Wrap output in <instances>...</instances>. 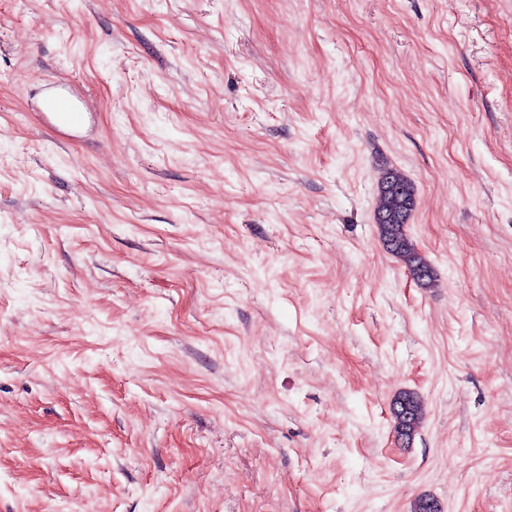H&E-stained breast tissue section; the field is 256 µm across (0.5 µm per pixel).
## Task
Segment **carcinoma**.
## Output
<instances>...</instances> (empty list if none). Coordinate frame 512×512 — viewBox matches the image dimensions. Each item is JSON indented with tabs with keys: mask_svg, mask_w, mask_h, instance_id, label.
<instances>
[{
	"mask_svg": "<svg viewBox=\"0 0 512 512\" xmlns=\"http://www.w3.org/2000/svg\"><path fill=\"white\" fill-rule=\"evenodd\" d=\"M415 207L416 190L413 183L396 170H384L378 184L374 215L380 241L387 253L404 264L420 287L430 288L435 282V270L418 252L406 231ZM423 414V402L416 393L404 390L395 396L392 405L393 431L402 444L408 445L413 441Z\"/></svg>",
	"mask_w": 512,
	"mask_h": 512,
	"instance_id": "obj_1",
	"label": "carcinoma"
}]
</instances>
